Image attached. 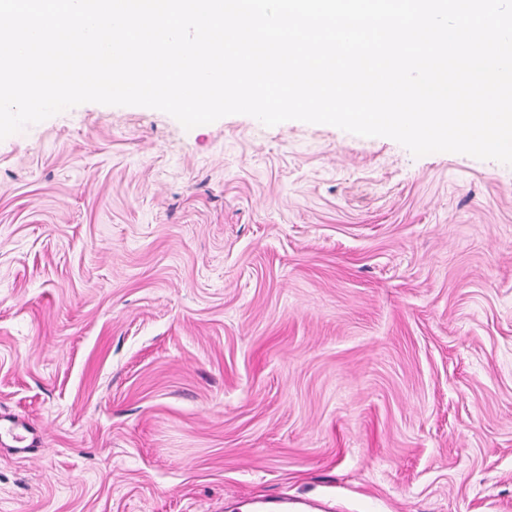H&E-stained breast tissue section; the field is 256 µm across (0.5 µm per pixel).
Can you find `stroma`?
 I'll list each match as a JSON object with an SVG mask.
<instances>
[{
    "mask_svg": "<svg viewBox=\"0 0 512 512\" xmlns=\"http://www.w3.org/2000/svg\"><path fill=\"white\" fill-rule=\"evenodd\" d=\"M0 512H512V166L84 103L0 140ZM10 424H5L2 428V420H0V438H9L13 445L10 448L15 454L19 456H26L31 450L34 443L32 437L30 443H28V435L25 432L19 430V425L9 421Z\"/></svg>",
    "mask_w": 512,
    "mask_h": 512,
    "instance_id": "1",
    "label": "stroma"
}]
</instances>
